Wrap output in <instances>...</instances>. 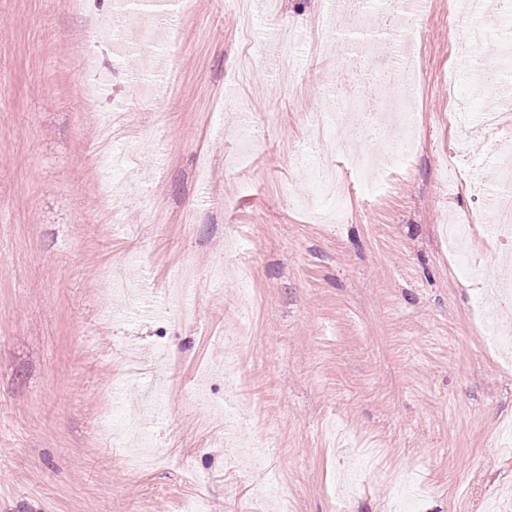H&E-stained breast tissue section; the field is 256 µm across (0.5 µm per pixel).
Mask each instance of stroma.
Masks as SVG:
<instances>
[{"mask_svg": "<svg viewBox=\"0 0 512 512\" xmlns=\"http://www.w3.org/2000/svg\"><path fill=\"white\" fill-rule=\"evenodd\" d=\"M453 2L357 31L413 28L423 75L408 156L373 191L339 162L335 224L301 203L310 112L342 83L371 99L396 91L375 53L278 73L274 30L309 38L329 0H277L247 36L230 0H178L170 31L122 54L98 31L125 12L119 0H0V512H336L356 467L337 429L382 450L345 512H394L416 480L421 512H488L512 496V362L485 334L484 286L442 235L473 217L470 257L512 278V248L483 229L507 134L480 128L482 73L448 56ZM450 69L466 127L439 120ZM108 113L130 166L99 161ZM246 131L264 147L243 160ZM107 178L121 188L113 218ZM187 251L224 280L175 303ZM241 334L251 341L225 371ZM159 393L141 463L113 427ZM259 437L269 448L252 469L244 450Z\"/></svg>", "mask_w": 512, "mask_h": 512, "instance_id": "obj_1", "label": "stroma"}]
</instances>
